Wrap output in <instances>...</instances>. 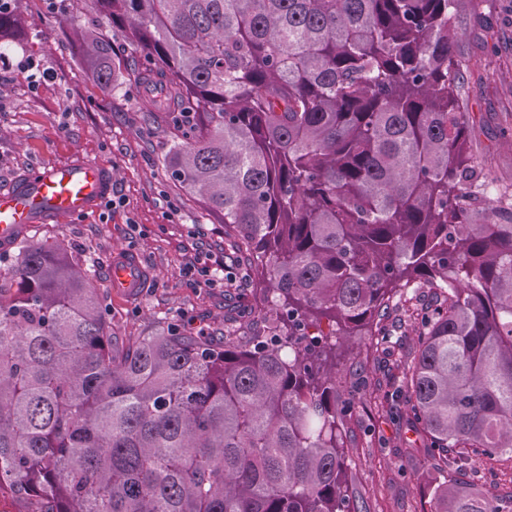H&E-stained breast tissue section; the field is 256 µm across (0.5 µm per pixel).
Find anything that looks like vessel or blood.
<instances>
[{
    "label": "vessel or blood",
    "mask_w": 512,
    "mask_h": 512,
    "mask_svg": "<svg viewBox=\"0 0 512 512\" xmlns=\"http://www.w3.org/2000/svg\"><path fill=\"white\" fill-rule=\"evenodd\" d=\"M112 191L107 171L86 160L57 165L0 184V244L11 246L35 224L97 209ZM146 271L137 254L115 252L109 269L112 288L135 293Z\"/></svg>",
    "instance_id": "b4317fda"
}]
</instances>
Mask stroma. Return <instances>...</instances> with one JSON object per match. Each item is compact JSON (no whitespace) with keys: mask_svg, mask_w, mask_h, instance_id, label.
Returning a JSON list of instances; mask_svg holds the SVG:
<instances>
[{"mask_svg":"<svg viewBox=\"0 0 512 512\" xmlns=\"http://www.w3.org/2000/svg\"><path fill=\"white\" fill-rule=\"evenodd\" d=\"M75 24L94 28L98 19L72 0L58 12L44 0H22L14 31L0 40V182L86 159L108 170L112 193L98 210L33 225L27 241L63 242L94 270L117 339L183 319L188 335L215 344L229 330L245 339L262 333L265 310L241 276L220 218L168 174L172 128L136 86L104 87L82 73ZM455 30L454 49L471 65L462 88L471 149L485 185L504 188L512 185V0H459ZM34 64L47 78L31 79ZM118 250L135 252L146 268L138 295L107 284ZM204 256L223 263L230 279L188 287L184 268ZM390 306V338L365 336L336 348L341 383L356 392L347 466L364 512H426L425 488L442 472L407 425L404 390L381 384L413 342V290H399ZM457 478L501 494L512 490V464L472 459Z\"/></svg>","mask_w":512,"mask_h":512,"instance_id":"stroma-1","label":"stroma"}]
</instances>
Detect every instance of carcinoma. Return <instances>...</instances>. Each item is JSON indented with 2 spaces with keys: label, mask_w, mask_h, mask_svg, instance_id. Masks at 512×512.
Instances as JSON below:
<instances>
[{
  "label": "carcinoma",
  "mask_w": 512,
  "mask_h": 512,
  "mask_svg": "<svg viewBox=\"0 0 512 512\" xmlns=\"http://www.w3.org/2000/svg\"><path fill=\"white\" fill-rule=\"evenodd\" d=\"M144 63L73 27L82 71L140 87L175 131L170 178L219 215L274 293L262 335L112 336L60 242L0 266V497L39 512H362L331 336H389L401 288L436 292L404 364L408 420L512 461V211L484 224L457 0H80ZM431 512H512L451 478Z\"/></svg>",
  "instance_id": "carcinoma-1"
}]
</instances>
